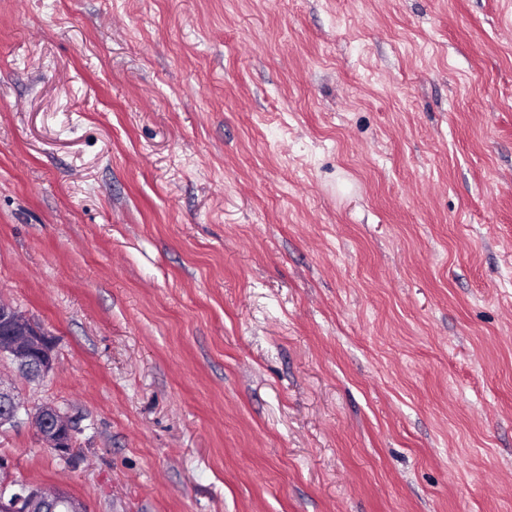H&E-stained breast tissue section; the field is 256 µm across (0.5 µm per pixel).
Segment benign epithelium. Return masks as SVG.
<instances>
[{
	"label": "benign epithelium",
	"instance_id": "benign-epithelium-1",
	"mask_svg": "<svg viewBox=\"0 0 512 512\" xmlns=\"http://www.w3.org/2000/svg\"><path fill=\"white\" fill-rule=\"evenodd\" d=\"M36 354L32 379L41 380L53 371L57 354L52 337L37 322L26 317L10 303L0 300V354L17 365L29 362ZM18 397L13 384L0 377V427L18 418ZM32 427L46 447L61 457L71 455L74 447L72 417L54 404H43L29 412ZM60 494L31 487L8 504H0V512H33L36 507L56 505Z\"/></svg>",
	"mask_w": 512,
	"mask_h": 512
}]
</instances>
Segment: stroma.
I'll return each mask as SVG.
<instances>
[{
  "instance_id": "stroma-1",
  "label": "stroma",
  "mask_w": 512,
  "mask_h": 512,
  "mask_svg": "<svg viewBox=\"0 0 512 512\" xmlns=\"http://www.w3.org/2000/svg\"><path fill=\"white\" fill-rule=\"evenodd\" d=\"M0 299L87 512H512V0H0ZM31 353L36 354L32 379L47 377L57 363L52 337L39 323L0 300V354L9 356L17 366H24ZM27 410L32 427L46 447L61 457L71 455V448L74 447L72 417L54 404H43L32 411Z\"/></svg>"
}]
</instances>
